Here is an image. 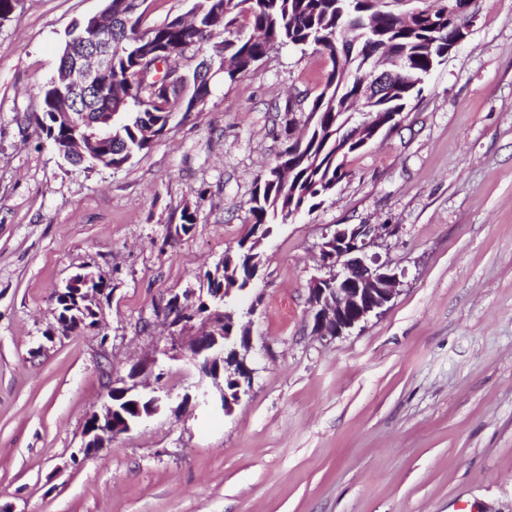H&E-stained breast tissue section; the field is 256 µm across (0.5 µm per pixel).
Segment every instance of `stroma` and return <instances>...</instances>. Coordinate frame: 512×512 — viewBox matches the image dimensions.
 Instances as JSON below:
<instances>
[{
  "label": "stroma",
  "instance_id": "1",
  "mask_svg": "<svg viewBox=\"0 0 512 512\" xmlns=\"http://www.w3.org/2000/svg\"><path fill=\"white\" fill-rule=\"evenodd\" d=\"M103 6L21 0L0 24V512H512V0H477L399 125L265 241L235 301L255 374L226 415L191 404L198 371L165 355L157 312L249 237L255 181L330 63L274 46L123 168L86 171L22 118ZM340 224L393 226L367 252L400 285L322 340L308 293ZM82 271L104 280L101 326L64 336L54 292ZM151 357L168 407L84 453L108 385Z\"/></svg>",
  "mask_w": 512,
  "mask_h": 512
}]
</instances>
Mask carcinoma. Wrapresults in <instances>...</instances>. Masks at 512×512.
Here are the masks:
<instances>
[{
	"label": "carcinoma",
	"mask_w": 512,
	"mask_h": 512,
	"mask_svg": "<svg viewBox=\"0 0 512 512\" xmlns=\"http://www.w3.org/2000/svg\"><path fill=\"white\" fill-rule=\"evenodd\" d=\"M144 2L106 0L104 13L112 22L104 47L112 53V76L79 101L81 126L57 120L66 106L62 85L37 87L40 109L26 121L69 163L118 169L150 148L144 137L147 127L163 133L174 114H189L197 98L210 94L213 65L228 80L240 81L275 45L313 48L329 59L331 69L310 105L305 139L290 142L255 184L253 237L320 205L347 176L333 158L330 131L342 122L355 125L363 113L375 123L395 125L423 77L446 58L452 37L443 8L406 22L377 8V0H195L190 19L177 16L159 25L147 24ZM232 32L235 38L221 39ZM79 33L74 29L66 42L58 68L61 80L83 53ZM208 42L215 58L191 71L174 65ZM380 44L400 58L394 93L386 100L361 103L358 113L353 105L359 90L373 81L367 50ZM249 260L244 247L224 255L222 278L231 281Z\"/></svg>",
	"instance_id": "cac0c4a2"
}]
</instances>
